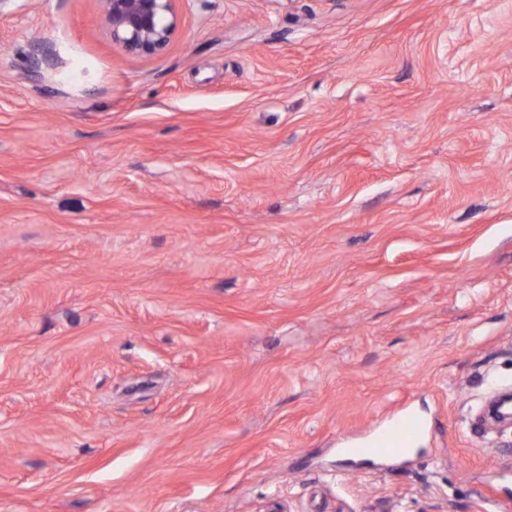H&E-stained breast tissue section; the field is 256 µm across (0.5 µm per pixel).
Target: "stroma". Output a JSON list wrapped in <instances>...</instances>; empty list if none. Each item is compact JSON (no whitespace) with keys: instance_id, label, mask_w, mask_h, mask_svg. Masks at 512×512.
Segmentation results:
<instances>
[{"instance_id":"obj_1","label":"stroma","mask_w":512,"mask_h":512,"mask_svg":"<svg viewBox=\"0 0 512 512\" xmlns=\"http://www.w3.org/2000/svg\"><path fill=\"white\" fill-rule=\"evenodd\" d=\"M175 9L0 15V512H512V0ZM112 42L135 57L164 53L178 31L176 0H102ZM421 431L422 423L415 415L407 413L386 425L370 447L358 451L373 457L400 455L414 445Z\"/></svg>"}]
</instances>
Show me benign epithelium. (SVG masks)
<instances>
[{"instance_id":"1","label":"benign epithelium","mask_w":512,"mask_h":512,"mask_svg":"<svg viewBox=\"0 0 512 512\" xmlns=\"http://www.w3.org/2000/svg\"><path fill=\"white\" fill-rule=\"evenodd\" d=\"M176 0H102L112 42L135 57L164 53L178 31Z\"/></svg>"}]
</instances>
